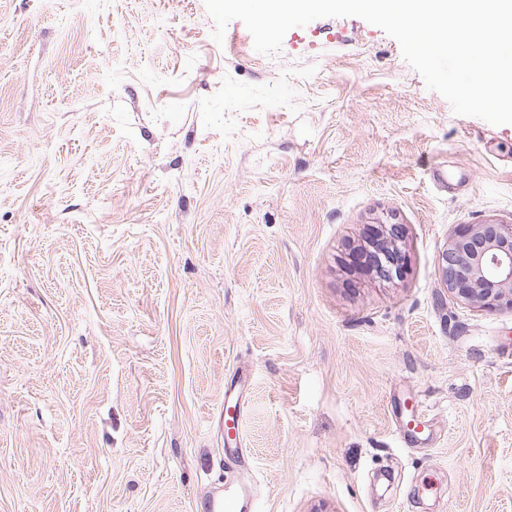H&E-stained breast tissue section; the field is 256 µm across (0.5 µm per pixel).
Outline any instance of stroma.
<instances>
[{
    "mask_svg": "<svg viewBox=\"0 0 512 512\" xmlns=\"http://www.w3.org/2000/svg\"><path fill=\"white\" fill-rule=\"evenodd\" d=\"M213 30L204 0H0V512L227 481L253 512H512V314L437 275L458 225L512 220V124L358 17L271 55ZM394 223L384 280L354 254ZM389 226L379 250L385 261V265L382 267V275L388 278L393 275V272L396 276H400L406 265V255L396 244V241H400L404 237L403 224H390Z\"/></svg>",
    "mask_w": 512,
    "mask_h": 512,
    "instance_id": "stroma-1",
    "label": "stroma"
}]
</instances>
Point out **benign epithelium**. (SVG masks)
Listing matches in <instances>:
<instances>
[{"label":"benign epithelium","instance_id":"7a95c632","mask_svg":"<svg viewBox=\"0 0 512 512\" xmlns=\"http://www.w3.org/2000/svg\"><path fill=\"white\" fill-rule=\"evenodd\" d=\"M392 224L382 239V275L405 269L406 255L397 246L404 237ZM438 277L455 298L488 312L512 313V221L462 224L439 254Z\"/></svg>","mask_w":512,"mask_h":512}]
</instances>
